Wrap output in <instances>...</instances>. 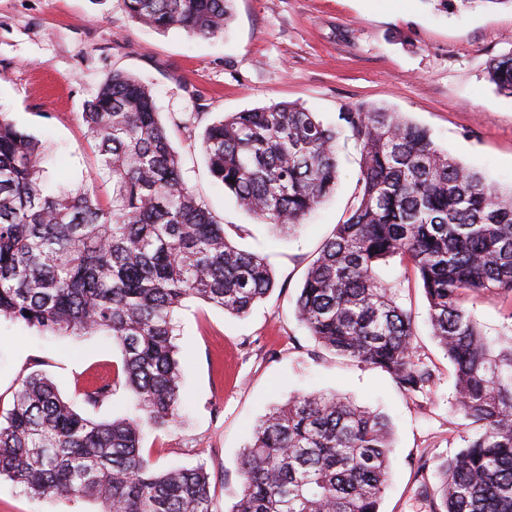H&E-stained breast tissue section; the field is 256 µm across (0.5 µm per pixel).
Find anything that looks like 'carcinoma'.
<instances>
[{"label": "carcinoma", "instance_id": "carcinoma-1", "mask_svg": "<svg viewBox=\"0 0 512 512\" xmlns=\"http://www.w3.org/2000/svg\"><path fill=\"white\" fill-rule=\"evenodd\" d=\"M135 21L211 39L233 0H124ZM488 79L512 95V54ZM112 181L52 193L39 141L0 112V317L60 336L103 334L121 349L113 379L80 389L97 406L116 387L142 415L96 421L34 370L0 413V479L38 498L92 499L101 512H219L202 464L158 469L143 427L177 424L181 367L174 314L199 299L235 317L276 282L266 257L241 250L187 187L150 89L114 72L81 113ZM340 124L295 103L222 115L201 134L211 176L257 219L287 233L336 189L337 146L360 150L357 188L309 264L298 319L338 356L385 371L407 393L433 382L416 358V323L378 268L399 259L420 282L431 334L456 378V412L474 428L439 462L430 512H512V336H486L466 293L512 298V191L451 158L403 113L350 106ZM387 417L335 394L276 405L239 457L230 512H379L392 451Z\"/></svg>", "mask_w": 512, "mask_h": 512}]
</instances>
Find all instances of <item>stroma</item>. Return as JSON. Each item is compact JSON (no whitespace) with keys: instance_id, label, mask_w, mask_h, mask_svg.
Masks as SVG:
<instances>
[{"instance_id":"obj_1","label":"stroma","mask_w":512,"mask_h":512,"mask_svg":"<svg viewBox=\"0 0 512 512\" xmlns=\"http://www.w3.org/2000/svg\"><path fill=\"white\" fill-rule=\"evenodd\" d=\"M512 52V9L477 6L439 12L426 0H234L224 36L194 39L135 22L124 0H0V111L42 143L41 167L52 191L95 181L101 200L112 184L81 112L112 72L137 76L152 91L182 159L187 186L224 224L240 249L266 256L277 284L245 317L195 298L175 314L182 369V420L145 428L143 446L157 468L205 465L219 512L241 488L238 456L270 406L312 392L336 393L386 414L394 447L380 512H428L420 482L436 484L434 466L471 435L456 412L455 375L427 323L428 303L405 268L390 261L381 276L416 319V356L433 372L410 395L374 366L317 345L295 314L308 264L317 257L356 189L360 154L340 140L335 194L292 235L241 210L210 175L197 132L202 123L291 102L337 123L345 108L366 104L401 113L429 131L457 161L501 189L512 188V97L489 82L486 66ZM489 337L512 335L502 299L468 297ZM111 337L50 336L0 318V410L22 376L45 371L75 410L97 421L135 413L125 389L90 406L75 389L121 365ZM86 499H35L0 479V512H100Z\"/></svg>"}]
</instances>
